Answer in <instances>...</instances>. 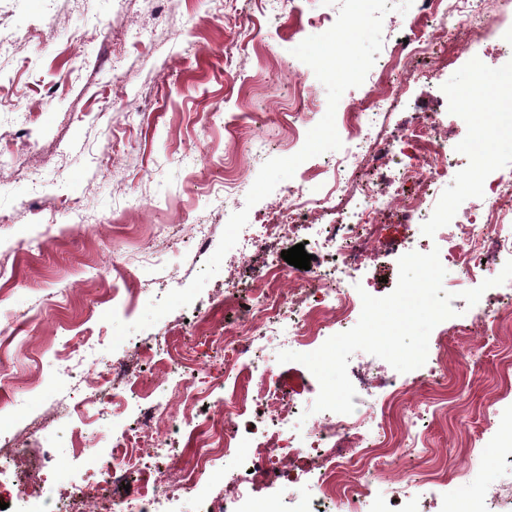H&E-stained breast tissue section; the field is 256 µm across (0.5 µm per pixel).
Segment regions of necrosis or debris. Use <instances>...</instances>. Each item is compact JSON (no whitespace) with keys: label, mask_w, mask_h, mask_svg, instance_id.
I'll use <instances>...</instances> for the list:
<instances>
[{"label":"necrosis or debris","mask_w":512,"mask_h":512,"mask_svg":"<svg viewBox=\"0 0 512 512\" xmlns=\"http://www.w3.org/2000/svg\"><path fill=\"white\" fill-rule=\"evenodd\" d=\"M444 2L417 0L416 16L401 22V36L389 52L390 65L435 54L448 45L459 47L462 31L476 35L490 22L484 0H454L456 12L452 15L444 10ZM401 92V87H392L343 113L350 143L329 168L325 193L313 197L303 187H296L286 203L263 216L262 231L252 238L250 249L264 255V262L251 270L246 290H224L225 309L238 310L239 316L222 338L233 350L232 359L224 364V381L230 389L223 407L189 432L191 457L181 462L174 483L143 466L140 449L130 438H117L112 459L104 465L106 481L115 484L130 479L134 488L123 498L110 501L108 512H148V503L176 500L178 485L196 486L212 471L214 456L236 446L229 424L250 412L258 414L264 440L254 453L242 457L233 474L238 495L212 498L204 512H246L243 491L264 477L279 480L281 498L291 512H326L330 501L340 503L345 512H360L370 494L362 472L379 467L383 457L399 448H423L425 436L415 430L413 421H393L408 378L379 376L373 365H365L358 379L360 410L314 413L298 440L284 435L282 429L301 417L304 409L284 398L268 367L272 354L323 343L325 321H336L341 329H348L353 314L362 307L360 296L350 293L348 287L378 239L377 215L399 206L402 223H420L425 215L418 206L419 197L449 176L457 145L437 134L432 124L419 121L405 129L404 142L414 147L410 154L403 151L402 142L381 144L374 139L381 117ZM368 158L396 170V186L378 180L357 184V171ZM355 188L360 189L365 203L352 208L347 198ZM490 191L484 204L465 212L453 224L439 252L442 265L458 267L467 277L483 280L496 277L512 259V229L502 215L504 207L512 208V177L496 180ZM325 213L335 215V223H317V216ZM311 232L321 242L315 265L307 270H283L275 255L277 246ZM148 352V347L141 345L129 356L107 363L90 354L80 358L77 383L84 397L72 406V413L82 414L88 406L103 403L109 392L131 384L139 359ZM198 400L191 383L176 378L170 398L156 397L141 404L139 427L149 434L156 455H169L168 433L193 418ZM48 459V453L18 448L10 439L0 437V483L12 479L17 486L29 488L39 480ZM303 465L318 473L317 495L296 489L294 472Z\"/></svg>","instance_id":"necrosis-or-debris-1"}]
</instances>
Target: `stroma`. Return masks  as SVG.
I'll return each mask as SVG.
<instances>
[{
	"instance_id": "1",
	"label": "stroma",
	"mask_w": 512,
	"mask_h": 512,
	"mask_svg": "<svg viewBox=\"0 0 512 512\" xmlns=\"http://www.w3.org/2000/svg\"><path fill=\"white\" fill-rule=\"evenodd\" d=\"M337 14V6L320 0H0V34L14 43L12 53L0 55V146L8 161L0 177V328L19 330L0 359L12 377L1 431L24 438L34 423L62 412L70 402L64 348L80 349L82 332L93 330L100 334L99 357H107L114 331L104 313L116 310L131 323L150 301L186 287L206 261L198 253L196 225L204 226L208 249H216L229 216L246 207L262 164L303 147L326 112L327 94L292 50L312 36L311 16L330 26ZM491 17L463 50H449L448 64L427 58L410 67L380 141L392 140L417 115L431 116L463 145L481 134L459 92L476 69L497 73L504 65L499 48L512 32V11ZM66 71L72 79L60 83ZM301 96L312 99L310 110L287 120L288 107ZM259 131L265 145L243 155L242 144ZM201 141L214 166L200 165L195 147ZM486 141L493 146L487 161L456 158L437 200L425 204L429 223L384 220L358 284L374 277L378 296L389 294L400 256L440 245L442 225L486 199L490 179L512 173V142L498 133ZM333 157L329 151L306 160L293 178L246 207L250 223ZM132 192L143 208H128ZM115 261L135 271L132 307L116 309L110 301L106 269ZM247 275L243 248L235 246L189 306L131 334L118 355L131 343L183 333L198 354L189 378L202 393L200 403L218 409L224 366L213 361L205 333L233 320L222 306L224 283ZM499 295L489 289L472 307L452 300L456 317L433 330L448 337V384L419 385L402 400L410 409L429 397L448 399L447 411L418 419L426 436L422 457L401 462L416 497L435 510L446 498L454 512L490 494L512 501V468L503 463L512 440L502 433L512 420V402L500 397L512 364V326L503 325L493 353L479 349L465 362L455 335ZM167 361L160 352L143 360L116 411L102 416L93 407L38 432L41 447H67L71 455L67 466L49 467L32 503L54 512L69 491L102 485L100 463L109 458L114 436L136 427L139 396L164 394ZM269 368L295 401L314 403L319 382L306 366L273 359ZM493 402L499 407L494 418L486 411ZM456 462L467 476L453 489L427 479V472Z\"/></svg>"
}]
</instances>
